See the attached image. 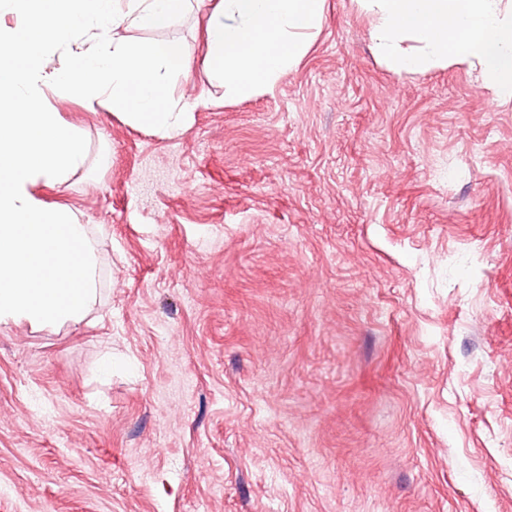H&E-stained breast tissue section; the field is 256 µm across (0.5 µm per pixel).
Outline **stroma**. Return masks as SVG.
<instances>
[{
  "mask_svg": "<svg viewBox=\"0 0 512 512\" xmlns=\"http://www.w3.org/2000/svg\"><path fill=\"white\" fill-rule=\"evenodd\" d=\"M225 102L209 0L167 138L48 93L85 167L39 182L100 261L85 321L0 326V512H512V103L396 72L357 0Z\"/></svg>",
  "mask_w": 512,
  "mask_h": 512,
  "instance_id": "35a3bbf8",
  "label": "stroma"
}]
</instances>
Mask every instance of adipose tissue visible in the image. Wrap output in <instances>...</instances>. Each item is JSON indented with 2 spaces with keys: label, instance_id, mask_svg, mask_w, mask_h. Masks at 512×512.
Masks as SVG:
<instances>
[{
  "label": "adipose tissue",
  "instance_id": "1",
  "mask_svg": "<svg viewBox=\"0 0 512 512\" xmlns=\"http://www.w3.org/2000/svg\"><path fill=\"white\" fill-rule=\"evenodd\" d=\"M326 0H217L207 17L211 70L228 101L261 94L295 70ZM378 54L401 71L463 65L495 102H512V0H358Z\"/></svg>",
  "mask_w": 512,
  "mask_h": 512
}]
</instances>
